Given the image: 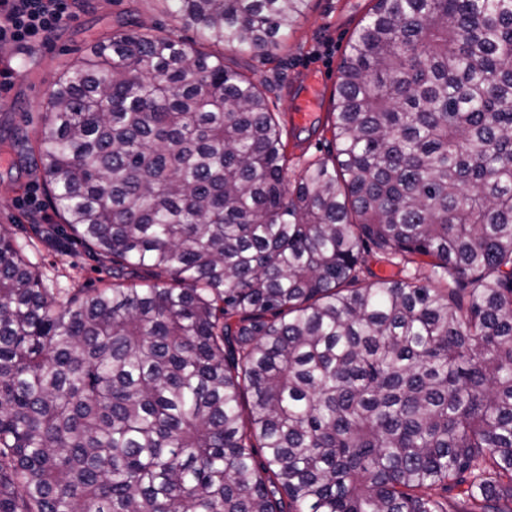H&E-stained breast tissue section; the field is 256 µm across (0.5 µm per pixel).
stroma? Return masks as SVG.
Returning a JSON list of instances; mask_svg holds the SVG:
<instances>
[{
  "instance_id": "35a3bbf8",
  "label": "stroma",
  "mask_w": 512,
  "mask_h": 512,
  "mask_svg": "<svg viewBox=\"0 0 512 512\" xmlns=\"http://www.w3.org/2000/svg\"><path fill=\"white\" fill-rule=\"evenodd\" d=\"M373 5V0H309L303 16L272 57L225 51L226 63L255 81L266 82L270 111L278 113L287 144L288 173L297 175L307 163L331 158L335 152L328 114L336 99L338 68L349 39ZM174 32L184 41L196 37L178 24L163 0H74L48 41L20 46L0 41V138L12 143L34 138L54 81L66 65L82 56L106 30ZM324 83L317 120L300 125L292 114L310 75ZM13 165L0 164V229L24 248L46 287L68 296L76 288H101L110 283L109 265L77 244L54 217L39 171L26 154L12 151ZM36 193L47 214L48 232L38 237L23 202Z\"/></svg>"
}]
</instances>
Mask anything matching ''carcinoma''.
Listing matches in <instances>:
<instances>
[{
  "label": "carcinoma",
  "instance_id": "carcinoma-1",
  "mask_svg": "<svg viewBox=\"0 0 512 512\" xmlns=\"http://www.w3.org/2000/svg\"><path fill=\"white\" fill-rule=\"evenodd\" d=\"M164 2L200 46L100 34L28 145L112 283L59 302L0 231V512H512V0H376L293 180L203 46L308 0Z\"/></svg>",
  "mask_w": 512,
  "mask_h": 512
}]
</instances>
